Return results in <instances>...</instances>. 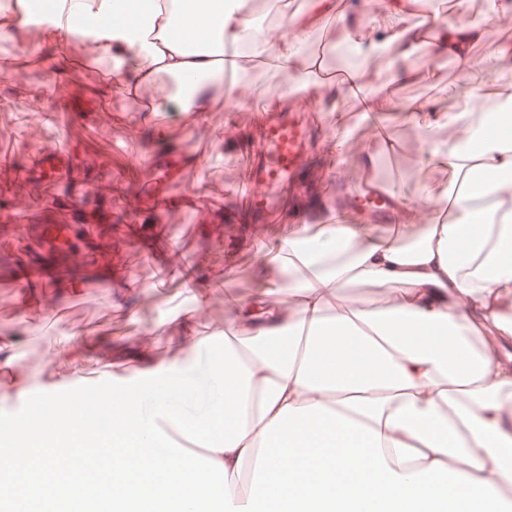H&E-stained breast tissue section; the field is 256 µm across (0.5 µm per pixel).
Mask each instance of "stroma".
<instances>
[{"label": "stroma", "mask_w": 512, "mask_h": 512, "mask_svg": "<svg viewBox=\"0 0 512 512\" xmlns=\"http://www.w3.org/2000/svg\"><path fill=\"white\" fill-rule=\"evenodd\" d=\"M506 16L493 0H470L466 18L485 27L489 38L474 47L477 66L469 72H462L451 57L424 48L411 59L419 72L416 80H402L383 57L373 60L361 81L367 89L402 102H428L449 112L472 109L466 92L488 76L485 60L491 47L512 48V23ZM53 53L59 67L55 73L0 43V60L11 58L18 66L16 74L0 78V149L14 160L12 168L0 169V336L19 335L16 360L38 376L43 388L57 382L60 367L52 352L73 329L91 336L106 333L113 344L132 347L135 333L120 311H136L141 325L148 326L169 311L185 310L179 286L150 285L152 273L164 268L173 254L193 265L198 287L210 291L196 332L205 336L223 324L231 304L249 298L263 283L265 269L276 265L275 255L264 253V246L285 239L296 225L322 223L334 212L343 187L351 184L352 174L360 173L363 154L379 138L390 140L393 148L378 159L373 172L377 184L397 186L413 200L448 183L446 173L425 164L426 146L404 114L381 113L377 126L367 125L340 88L331 110L303 118L312 145L309 165L300 176L302 189L278 190L268 211H248L232 189L244 175L241 149L260 139L250 103L209 113V127L224 132L221 155L212 154L203 136L187 138L172 115L165 120L168 144H155L151 125H134L127 117L137 104L158 97L160 87L144 86L135 97L120 99L106 88L108 67L86 56L79 37L69 38ZM61 102L71 105L74 120L45 122L38 135H31L32 108L50 112ZM340 117L349 133L331 168L324 144L335 134ZM42 140L56 142L76 159L67 168L62 191L45 199L39 196ZM159 196L165 198V207L155 205ZM24 207L30 210V223L85 229L79 239L82 251L108 246L109 259L80 266L51 288L15 287L33 254L31 239L19 235L13 221ZM137 280L147 284V291L134 289ZM29 292L37 295L49 318L22 319Z\"/></svg>", "instance_id": "1"}]
</instances>
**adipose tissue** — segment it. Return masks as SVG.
<instances>
[{
	"label": "adipose tissue",
	"mask_w": 512,
	"mask_h": 512,
	"mask_svg": "<svg viewBox=\"0 0 512 512\" xmlns=\"http://www.w3.org/2000/svg\"><path fill=\"white\" fill-rule=\"evenodd\" d=\"M429 0H390L384 12L337 13L312 0L283 17L269 41L245 0H52L41 40L27 39L24 0L0 6V40L21 55L51 47L93 23L98 60L112 65L113 91L159 80L193 84L191 100L165 90L151 115L176 113L187 137L208 131L223 82L226 46L247 48L306 85L303 48L334 18L350 31L356 73L395 48L405 79L427 47L462 70L476 67L483 28L463 19L404 26ZM470 93L500 112H442L416 101L369 97L371 111L404 112L427 145L425 161L448 174L450 193L419 235L389 238L371 224H324L289 232L279 268L229 322L194 333L166 314L133 354L137 393L104 396L109 426L75 425L71 407L50 401V425L19 423L26 441L7 463L0 498L17 512H500L512 487V66ZM453 147H446V140ZM386 289L378 305H336L343 288ZM170 355L155 359L157 334ZM15 339L0 337V399L25 394ZM179 431L203 448L221 478L200 474L192 454H155Z\"/></svg>",
	"instance_id": "ef3b65f1"
}]
</instances>
